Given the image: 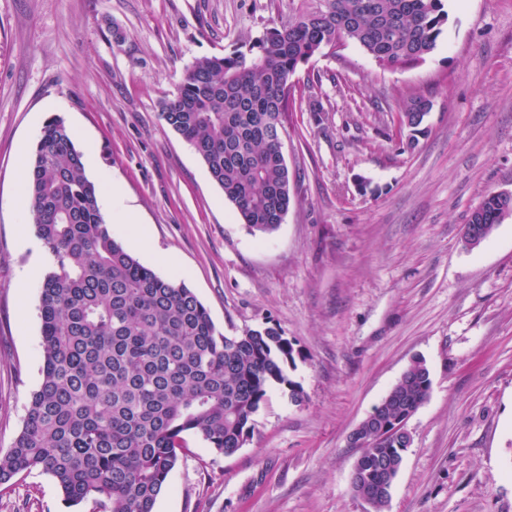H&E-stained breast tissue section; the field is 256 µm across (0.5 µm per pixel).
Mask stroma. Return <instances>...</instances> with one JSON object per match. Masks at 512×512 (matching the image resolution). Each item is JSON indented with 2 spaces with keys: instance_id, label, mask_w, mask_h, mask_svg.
Wrapping results in <instances>:
<instances>
[{
  "instance_id": "1",
  "label": "stroma",
  "mask_w": 512,
  "mask_h": 512,
  "mask_svg": "<svg viewBox=\"0 0 512 512\" xmlns=\"http://www.w3.org/2000/svg\"><path fill=\"white\" fill-rule=\"evenodd\" d=\"M301 5L0 0V448L43 364L39 284L17 288L46 260L21 150L60 116L87 176L135 211L131 224L107 216L114 238L184 281L219 332L270 326L297 352L305 401L274 387L229 456L189 437L155 512H370L351 490L348 436L416 357L432 388L386 512H512V216L479 247L463 237L486 193L512 191V0H445L438 45L411 68L351 42L301 66L285 123L292 202L275 233L253 234L159 103L185 65ZM412 93L433 108L407 149L397 114ZM0 512L68 510L33 472L0 489Z\"/></svg>"
}]
</instances>
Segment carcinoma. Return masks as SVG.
Returning <instances> with one entry per match:
<instances>
[{
	"mask_svg": "<svg viewBox=\"0 0 512 512\" xmlns=\"http://www.w3.org/2000/svg\"><path fill=\"white\" fill-rule=\"evenodd\" d=\"M222 56L187 65L160 116L204 162L253 232L278 230L291 203L280 129L294 102L292 78L323 48L352 42L379 65L423 62L437 47L443 0H306ZM432 101L409 96L399 112L409 147L428 132ZM29 212L50 261L40 286L42 380L20 432L0 449V487L38 471L72 512H155L187 437L231 455L254 429L275 385L300 403L290 379L291 341L275 328L226 336L183 281L163 278L112 237L85 174L83 152L60 117L42 128L28 160ZM512 195L489 192L464 231L489 238ZM430 371L412 361L391 387L387 416L412 417L427 400ZM388 430L357 456L355 486L370 491L385 459L402 456Z\"/></svg>",
	"mask_w": 512,
	"mask_h": 512,
	"instance_id": "1",
	"label": "carcinoma"
}]
</instances>
